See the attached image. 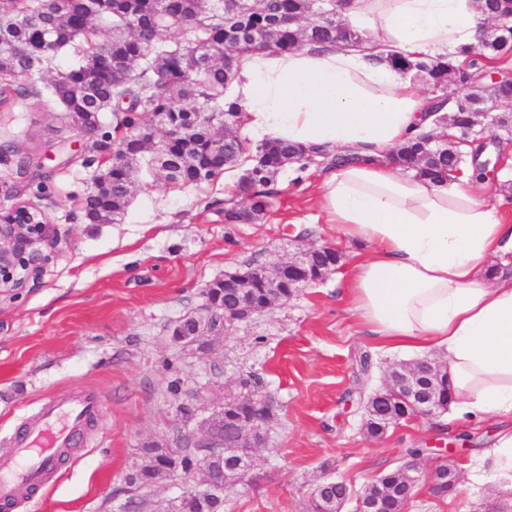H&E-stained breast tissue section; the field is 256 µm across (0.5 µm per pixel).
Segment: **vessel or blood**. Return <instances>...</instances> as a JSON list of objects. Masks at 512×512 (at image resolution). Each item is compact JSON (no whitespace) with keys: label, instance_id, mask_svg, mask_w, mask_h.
I'll return each mask as SVG.
<instances>
[{"label":"vessel or blood","instance_id":"obj_1","mask_svg":"<svg viewBox=\"0 0 512 512\" xmlns=\"http://www.w3.org/2000/svg\"><path fill=\"white\" fill-rule=\"evenodd\" d=\"M101 410L100 395L86 389L45 398L35 422L12 438L8 452L0 453V504L42 484L55 471L61 451L72 447L77 429Z\"/></svg>","mask_w":512,"mask_h":512}]
</instances>
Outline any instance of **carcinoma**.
I'll use <instances>...</instances> for the list:
<instances>
[{"mask_svg":"<svg viewBox=\"0 0 512 512\" xmlns=\"http://www.w3.org/2000/svg\"><path fill=\"white\" fill-rule=\"evenodd\" d=\"M251 6L231 16L211 13L209 0H105L107 11L91 13L85 0H0V106L13 102L12 95L27 92L23 87L32 69L53 58V53L69 47L78 62L65 71V77L52 85L53 94L63 103L62 120L84 128L93 138L92 147L105 151L115 145L105 167L94 178V190L85 198L83 212L91 224H116L129 203L139 158L150 153L147 167L160 171L165 180L178 187L199 185L224 173L246 152L243 140L222 132L241 124V112L224 102L233 68L224 65V53L239 57L255 49L288 52L299 48L334 43L339 39L336 26L343 0L324 4V12L314 9L317 0H250ZM488 11L500 22L491 29L480 49L465 47L458 57L411 60L389 56L390 65L413 80L437 90L439 105L448 103L447 90L469 86L474 75L490 61L507 58L512 52V0H486ZM107 17L113 34L99 42L96 20ZM177 29L191 30V41L183 49L170 48L169 39ZM142 61L144 67L135 71ZM480 94L472 106L456 105L453 117L456 133L469 136L483 119ZM112 113V143L95 139L103 126L105 113ZM151 114L146 121L142 113ZM246 170L244 185L247 203L224 209L230 224H250L263 217L270 201L265 190L274 177L290 164L306 168V152L286 143L259 146ZM395 163L405 170L441 182L457 163L448 150L426 143L425 135L411 139L401 148ZM340 261L338 251L312 256L306 274L318 279ZM245 288L248 298L245 317L266 312L276 302H286L298 293L296 284L286 281L273 296L264 285L263 267H255ZM206 305L213 308L208 321L214 331L224 323V315L240 303V296L224 282L212 283L203 291ZM176 342L189 337L200 343L198 317L181 319L171 332ZM244 395L224 404V443L231 444L242 433L241 417L259 404L261 380L250 375L240 380ZM424 394L439 408L448 409V372L432 365L422 379ZM384 405L394 415H405L406 402L395 383L376 394L364 426L373 437L390 427L377 416ZM207 471L222 488L234 487L246 477L238 457L213 448L180 451L151 446L143 449V462L127 479L128 491H143L174 473L185 475ZM455 469L438 466L431 490L446 496L456 488ZM321 490L309 496L308 512H328L332 499H350L349 485L320 483ZM362 506L373 512H407L411 488L399 470L384 475L379 484L359 496ZM224 497L189 485L174 501L176 512H223Z\"/></svg>","mask_w":512,"mask_h":512,"instance_id":"carcinoma-1","label":"carcinoma"}]
</instances>
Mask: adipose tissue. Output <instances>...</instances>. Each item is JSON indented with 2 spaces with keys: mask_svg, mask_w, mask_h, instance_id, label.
<instances>
[{
  "mask_svg": "<svg viewBox=\"0 0 512 512\" xmlns=\"http://www.w3.org/2000/svg\"><path fill=\"white\" fill-rule=\"evenodd\" d=\"M483 0H348L343 44L240 58L229 99L253 142L351 150L359 163L327 170L319 199L345 237L373 244L350 282L351 311L383 347L444 352L451 420L504 425L478 467L512 490V224L470 176L435 183L393 164L419 133H444L431 96L385 61L454 56L478 43Z\"/></svg>",
  "mask_w": 512,
  "mask_h": 512,
  "instance_id": "1",
  "label": "adipose tissue"
}]
</instances>
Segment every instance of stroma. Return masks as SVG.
Listing matches in <instances>:
<instances>
[{
	"label": "stroma",
	"mask_w": 512,
	"mask_h": 512,
	"mask_svg": "<svg viewBox=\"0 0 512 512\" xmlns=\"http://www.w3.org/2000/svg\"><path fill=\"white\" fill-rule=\"evenodd\" d=\"M71 60V51L57 53L30 77L33 96L0 108V209L37 205L63 238L38 281L0 294V452L45 396L96 389L105 416L78 443L81 463H60L9 512H127V477L143 448L173 444L178 405L191 400L208 417L251 373L273 418L253 470L224 492L223 512H307L315 484L333 479L362 488L401 468L414 448L424 477L407 512H512V491L501 490L490 472L471 476L499 421L451 423L442 413L401 421L380 438L367 434L365 399L385 386L392 368L417 357L379 347L351 315V271L367 247L328 224L317 191L321 168L281 171L266 215L252 224L224 221L226 202L242 199L226 185L239 182L244 168L181 188L144 169L121 223H88L82 203L99 155L87 151L85 134L61 122L62 107L48 90ZM23 156L38 166L21 175ZM482 156L498 164L486 199L512 222V194L502 189L512 181V143L487 144ZM321 245L342 255L322 282L208 336L205 347L172 341L176 321L225 273L269 267ZM175 383L180 393L172 392ZM440 464L458 476L446 498L432 494L426 477Z\"/></svg>",
	"instance_id": "35a3bbf8"
}]
</instances>
